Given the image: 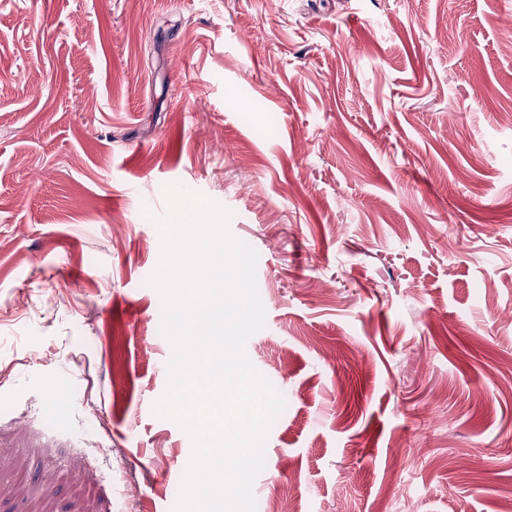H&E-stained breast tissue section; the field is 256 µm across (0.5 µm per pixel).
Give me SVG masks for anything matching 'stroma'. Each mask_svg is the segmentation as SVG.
Returning <instances> with one entry per match:
<instances>
[{
	"label": "stroma",
	"mask_w": 512,
	"mask_h": 512,
	"mask_svg": "<svg viewBox=\"0 0 512 512\" xmlns=\"http://www.w3.org/2000/svg\"><path fill=\"white\" fill-rule=\"evenodd\" d=\"M512 0H0V512H173L160 189L259 254L280 512L512 505Z\"/></svg>",
	"instance_id": "obj_1"
}]
</instances>
